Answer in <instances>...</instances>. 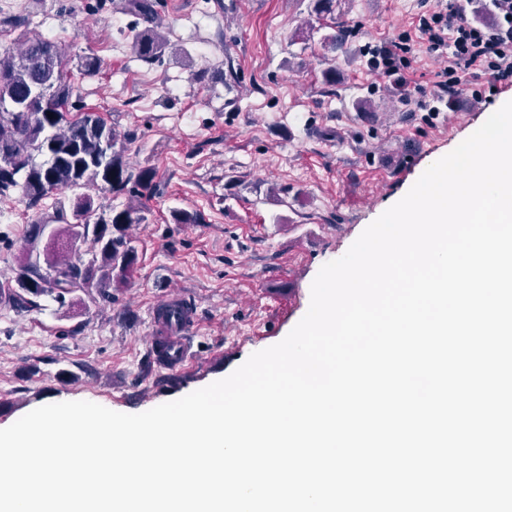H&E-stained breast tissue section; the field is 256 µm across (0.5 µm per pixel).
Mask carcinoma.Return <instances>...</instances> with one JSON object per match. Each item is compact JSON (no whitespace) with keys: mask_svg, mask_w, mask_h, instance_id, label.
Masks as SVG:
<instances>
[{"mask_svg":"<svg viewBox=\"0 0 512 512\" xmlns=\"http://www.w3.org/2000/svg\"><path fill=\"white\" fill-rule=\"evenodd\" d=\"M127 9L143 28L130 46L144 62L161 61L172 46L156 23V0H128ZM98 57L84 56L72 71L58 44L28 38L17 52H0V197L19 195L33 208L43 199L94 185L121 209L97 212L93 198L78 194L70 206L29 226L24 262L12 276L0 275V297L15 311H31L50 296L65 304L78 291L90 298H112L109 288L136 268L138 254L127 230L146 221L144 200L157 189L155 169L134 168L126 158V138L94 107L81 100L77 77L95 74ZM58 224L66 246L38 252L44 229ZM92 241L89 258L77 244Z\"/></svg>","mask_w":512,"mask_h":512,"instance_id":"cac0c4a2","label":"carcinoma"}]
</instances>
